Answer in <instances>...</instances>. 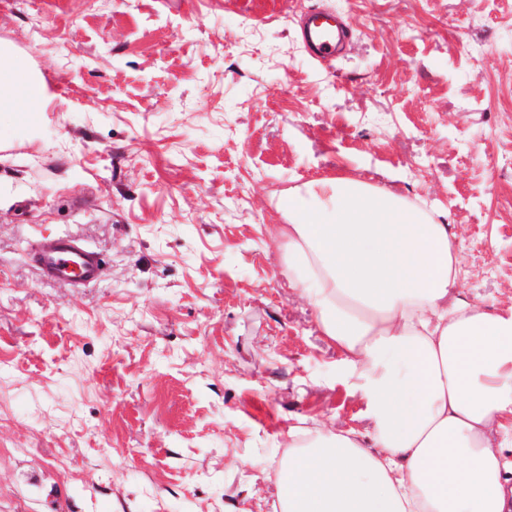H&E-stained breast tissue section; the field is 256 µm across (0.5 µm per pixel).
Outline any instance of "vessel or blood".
Wrapping results in <instances>:
<instances>
[{"label": "vessel or blood", "mask_w": 512, "mask_h": 512, "mask_svg": "<svg viewBox=\"0 0 512 512\" xmlns=\"http://www.w3.org/2000/svg\"><path fill=\"white\" fill-rule=\"evenodd\" d=\"M306 47L318 57L336 50V27L333 16L318 12L307 17L303 27ZM41 275L71 283L96 282L105 270L103 258L74 238L61 235L43 242L34 255Z\"/></svg>", "instance_id": "1"}]
</instances>
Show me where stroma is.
Instances as JSON below:
<instances>
[{
    "instance_id": "stroma-1",
    "label": "stroma",
    "mask_w": 512,
    "mask_h": 512,
    "mask_svg": "<svg viewBox=\"0 0 512 512\" xmlns=\"http://www.w3.org/2000/svg\"><path fill=\"white\" fill-rule=\"evenodd\" d=\"M0 41L47 94L0 117V512H275L289 428L371 431L289 285L308 181L423 203L512 306V0H0ZM61 234L100 280L40 275ZM333 15L324 12L311 14L303 27L305 46L317 57H324L336 50V26ZM327 23V24H326Z\"/></svg>"
}]
</instances>
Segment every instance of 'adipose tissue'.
Returning a JSON list of instances; mask_svg holds the SVG:
<instances>
[{"label": "adipose tissue", "mask_w": 512, "mask_h": 512, "mask_svg": "<svg viewBox=\"0 0 512 512\" xmlns=\"http://www.w3.org/2000/svg\"><path fill=\"white\" fill-rule=\"evenodd\" d=\"M39 75L0 46V112L41 111ZM292 287L343 355L373 421L300 433L280 512H512V307L456 296L447 225L401 194L344 177L288 194Z\"/></svg>", "instance_id": "1"}]
</instances>
